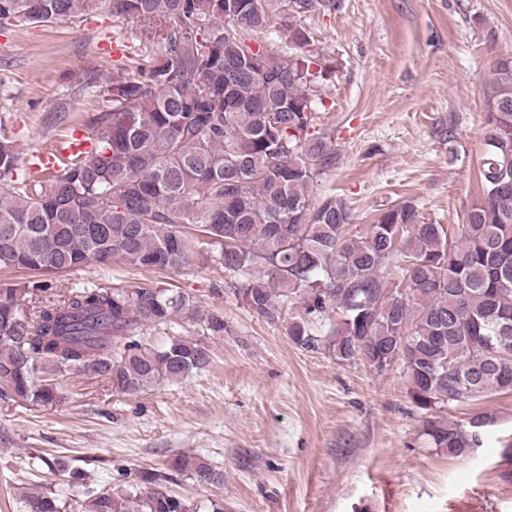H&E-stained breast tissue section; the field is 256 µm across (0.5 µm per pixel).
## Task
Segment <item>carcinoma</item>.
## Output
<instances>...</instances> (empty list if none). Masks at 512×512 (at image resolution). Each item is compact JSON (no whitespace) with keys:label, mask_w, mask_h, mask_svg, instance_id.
Listing matches in <instances>:
<instances>
[{"label":"carcinoma","mask_w":512,"mask_h":512,"mask_svg":"<svg viewBox=\"0 0 512 512\" xmlns=\"http://www.w3.org/2000/svg\"><path fill=\"white\" fill-rule=\"evenodd\" d=\"M96 0H0V24L78 18ZM112 16L140 23L157 49L104 77L77 83L103 106L83 124L90 149L52 179H31L16 144L0 135V267L51 277L90 263L182 274L202 251L238 275L234 293L258 316L279 318L304 349L325 345L342 362L382 373L401 363L420 410L512 393V58L495 62L487 95L479 190L454 241L443 224L393 204L366 236L352 214L315 184L338 155L314 130L323 106L324 57L301 42L285 53L255 36L298 18L315 0H111ZM392 262L402 280L380 273ZM338 316L333 338L312 332ZM197 316L169 289L97 284L64 295L0 284V396L44 407L61 396L51 376L91 373L135 395L186 379L210 363L200 340L142 344L146 328ZM213 336L224 316L204 318ZM490 419L428 418L423 434L451 457L481 446ZM185 476L223 481L221 470L185 454L141 468L125 490L89 492L83 512H197L168 485ZM29 512H61L54 490L26 496Z\"/></svg>","instance_id":"carcinoma-1"}]
</instances>
